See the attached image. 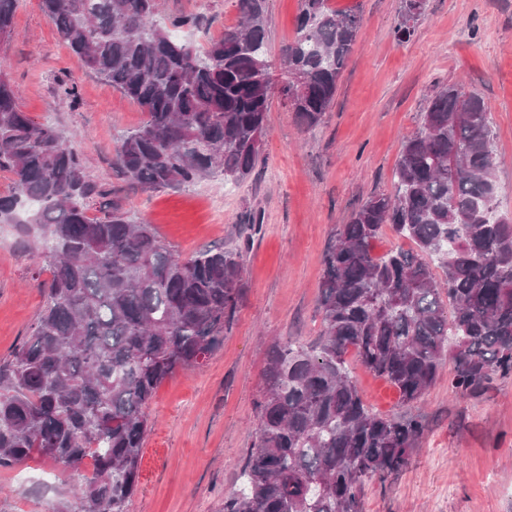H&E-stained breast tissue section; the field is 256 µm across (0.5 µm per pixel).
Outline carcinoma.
I'll use <instances>...</instances> for the list:
<instances>
[{"mask_svg": "<svg viewBox=\"0 0 512 512\" xmlns=\"http://www.w3.org/2000/svg\"><path fill=\"white\" fill-rule=\"evenodd\" d=\"M18 0H0V40ZM296 39L267 60L264 0H235L239 23L205 46L178 39L194 17L159 23L158 0H41L77 63L112 83L145 114L123 134L115 165L148 188H180L220 174L246 179L279 89L301 125L329 111L362 26L328 0H301ZM427 0H405L396 34ZM490 108L450 85L432 97L407 138L390 195L369 197L332 235L310 348L275 342L257 401L255 440L239 487L221 512H363L367 481L409 462L423 425L364 404L346 355L395 387L404 403L435 382L453 345L449 386L476 394L512 372V218L497 214ZM0 224L46 264V300L22 343L0 361V468L33 455L92 477L55 512H126L139 488L159 386L222 342L245 288L241 255L222 246L181 258L117 200L89 181L78 150L19 105L0 73ZM413 244L378 256L385 226ZM436 261L442 277H436Z\"/></svg>", "mask_w": 512, "mask_h": 512, "instance_id": "carcinoma-1", "label": "carcinoma"}]
</instances>
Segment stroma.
I'll return each instance as SVG.
<instances>
[{
  "label": "stroma",
  "mask_w": 512,
  "mask_h": 512,
  "mask_svg": "<svg viewBox=\"0 0 512 512\" xmlns=\"http://www.w3.org/2000/svg\"><path fill=\"white\" fill-rule=\"evenodd\" d=\"M329 3L362 17L332 107L307 128L272 96L262 155L238 183L220 175L180 189L128 181L113 165V149L145 115L78 65L41 0H19L13 37L0 45V71L19 87L22 111L74 143L89 179L118 190L180 257L221 245L245 264L246 288L223 344L166 380L145 408L152 428L127 512H219L255 439L268 346L317 337L328 241L368 197L392 193L402 143L442 87L463 86L489 103L498 209L512 216V0H428L404 42L394 33L404 0ZM300 9L301 0H265L271 62L295 39ZM179 15L197 17L182 37L200 46L238 21L234 0H161L160 20ZM64 83L76 86V99L62 96ZM17 237L14 225L0 224L1 360L27 336L50 276L16 248ZM348 361L370 410L426 426L402 471L367 484L364 512H512V376H493L459 398L448 386L447 359L407 405L356 355ZM91 474V465L74 470L38 455L0 469V512H53Z\"/></svg>",
  "instance_id": "stroma-1"
}]
</instances>
